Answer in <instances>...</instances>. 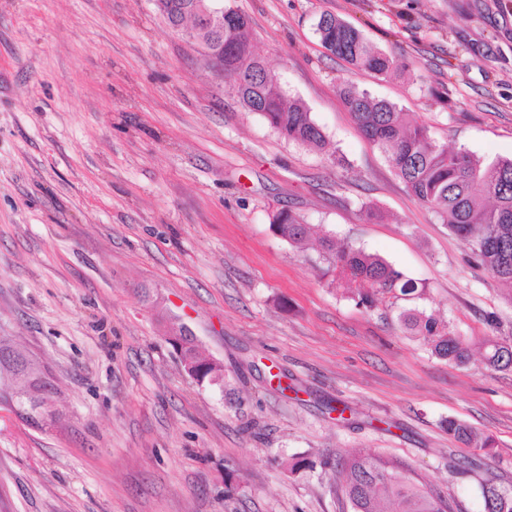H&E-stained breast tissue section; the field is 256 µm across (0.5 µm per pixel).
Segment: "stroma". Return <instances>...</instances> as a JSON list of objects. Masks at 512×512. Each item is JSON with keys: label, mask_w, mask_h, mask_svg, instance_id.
<instances>
[{"label": "stroma", "mask_w": 512, "mask_h": 512, "mask_svg": "<svg viewBox=\"0 0 512 512\" xmlns=\"http://www.w3.org/2000/svg\"><path fill=\"white\" fill-rule=\"evenodd\" d=\"M224 4L324 149L243 109L153 0H0V336L54 386L38 426L0 403V512H354L323 464L354 448L400 461L452 512H484L483 484L512 488V369L484 363L486 340L512 338V288L412 196L339 85L448 150L510 159L512 0ZM324 13L392 72L332 56ZM282 208L304 243L272 230ZM325 238L423 294L358 305ZM409 309L467 343V364L411 334ZM176 326L222 384L186 373ZM448 433L467 446L484 449L494 447V441L490 437L478 436L468 426L456 420H448Z\"/></svg>", "instance_id": "35a3bbf8"}]
</instances>
